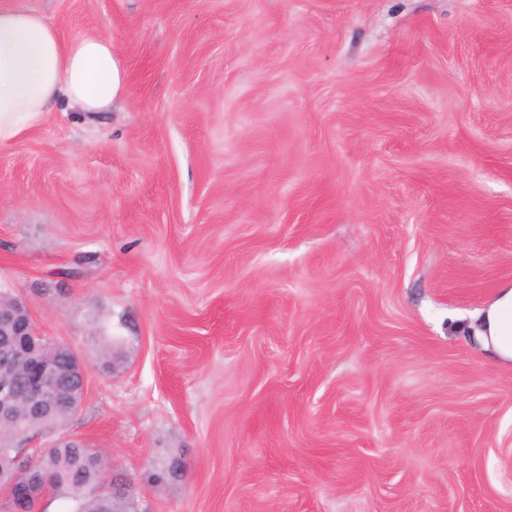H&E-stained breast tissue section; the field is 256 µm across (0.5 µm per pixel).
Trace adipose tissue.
Masks as SVG:
<instances>
[{
    "label": "adipose tissue",
    "mask_w": 512,
    "mask_h": 512,
    "mask_svg": "<svg viewBox=\"0 0 512 512\" xmlns=\"http://www.w3.org/2000/svg\"><path fill=\"white\" fill-rule=\"evenodd\" d=\"M123 88L109 36L65 41L41 13L18 0H0V144L39 126L59 100L99 112ZM477 338L495 358L512 360V285L500 288L482 310Z\"/></svg>",
    "instance_id": "obj_1"
}]
</instances>
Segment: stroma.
I'll list each match as a JSON object with an SVG mask.
<instances>
[{"label": "stroma", "mask_w": 512, "mask_h": 512, "mask_svg": "<svg viewBox=\"0 0 512 512\" xmlns=\"http://www.w3.org/2000/svg\"><path fill=\"white\" fill-rule=\"evenodd\" d=\"M124 93L0 146V291L137 512H512V0H21ZM123 353L103 368L99 345ZM477 338L496 359L512 360V285L500 288L482 310ZM186 462L181 457H173L157 463L155 468L146 476V482L153 486H159L183 476ZM156 477V478H155Z\"/></svg>", "instance_id": "35a3bbf8"}]
</instances>
